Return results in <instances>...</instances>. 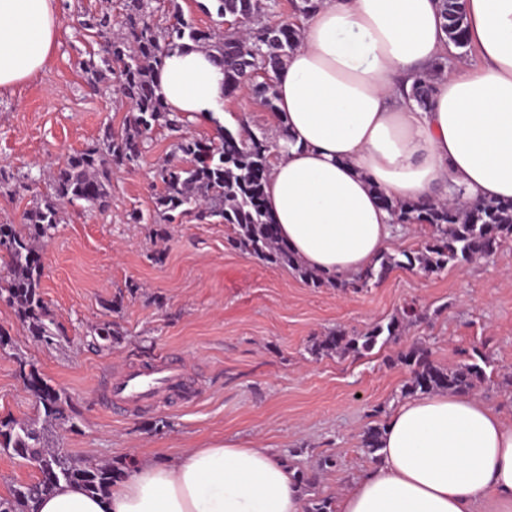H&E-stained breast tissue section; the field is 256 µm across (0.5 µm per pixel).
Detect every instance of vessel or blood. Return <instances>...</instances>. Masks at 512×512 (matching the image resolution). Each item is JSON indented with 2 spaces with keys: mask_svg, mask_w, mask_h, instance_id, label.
<instances>
[{
  "mask_svg": "<svg viewBox=\"0 0 512 512\" xmlns=\"http://www.w3.org/2000/svg\"><path fill=\"white\" fill-rule=\"evenodd\" d=\"M183 380V369L179 364L160 359L110 382L106 387V399L110 405L121 408L139 406L154 401L161 391L178 389Z\"/></svg>",
  "mask_w": 512,
  "mask_h": 512,
  "instance_id": "vessel-or-blood-1",
  "label": "vessel or blood"
}]
</instances>
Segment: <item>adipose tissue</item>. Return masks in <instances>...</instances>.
I'll return each instance as SVG.
<instances>
[{"instance_id": "adipose-tissue-1", "label": "adipose tissue", "mask_w": 512, "mask_h": 512, "mask_svg": "<svg viewBox=\"0 0 512 512\" xmlns=\"http://www.w3.org/2000/svg\"><path fill=\"white\" fill-rule=\"evenodd\" d=\"M479 62L450 66L428 110L407 94L448 53L438 0H322L276 78L286 127L265 183L278 237L305 266L348 281L390 248L382 196L512 199V0H463ZM55 0H0V88L46 63ZM170 111L209 120L227 96L205 50L171 52L156 78ZM512 512V422L471 395L419 394L387 417L373 465L336 512ZM38 512H304L275 449L224 442L173 464L137 460L105 496L62 482Z\"/></svg>"}]
</instances>
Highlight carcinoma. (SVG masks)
I'll return each mask as SVG.
<instances>
[{"instance_id":"cac0c4a2","label":"carcinoma","mask_w":512,"mask_h":512,"mask_svg":"<svg viewBox=\"0 0 512 512\" xmlns=\"http://www.w3.org/2000/svg\"><path fill=\"white\" fill-rule=\"evenodd\" d=\"M155 0H124V13L112 18L108 10L90 13L82 27L91 31L99 49L79 61L84 80L95 93L108 91L112 77L118 78V91L130 103L123 129L115 133L108 128L102 137L84 148L70 153L63 164L49 172V192L23 212L21 227L0 224V262L5 275L0 276V300L16 307L28 323L31 336L47 341L54 336L49 317L38 293L40 278V242L51 235L62 222L60 203L82 201L88 207L104 212L109 208L112 167L135 164L145 151L148 140L158 126L176 135L173 155L179 162L165 161L156 172L163 185L155 197V214L168 221L172 213H196L218 218L237 226L228 245L255 260L271 266H285L296 272L308 285L321 288H365L379 281L396 267H420L436 273L449 265L472 261L483 250L489 238L504 243L512 241V201L483 200L464 208L434 203L419 205L386 199V207L398 224H428L432 233L417 252H401L403 259L384 253L379 266H371L350 282L331 283L319 273L303 266L288 248L270 231V217L264 208V185L254 180L255 170L270 169L273 145L265 137L253 133L224 130L219 143H204L181 135L180 118L169 110L157 94L156 74L163 58L173 49L190 42L213 54L224 66L228 90H237V80L244 73L257 71L278 73L289 54L299 45L298 29L288 20L273 24L265 19L273 4L267 0H211L220 18L239 17L249 25L246 38L235 32L195 27L183 14L178 0H167L168 21L164 26L154 21ZM322 0H292V18L306 17ZM448 40L453 45L471 50L466 36L465 16L461 0H439ZM252 93L271 110L276 111L274 84L252 85ZM433 94L427 80L412 87L408 98L426 108ZM420 318L413 306L400 312V317L377 324L362 334L345 335L331 332L314 339L309 352L319 358L335 354L364 355L377 345L398 335L400 321L411 324ZM102 341L118 343L123 333L114 322L107 321L94 329ZM481 363H463L453 368L437 366L428 350L414 348L401 353L396 361L408 366L410 380L402 395L411 396L431 391L464 393L472 391L490 377L485 371L488 356L476 353ZM19 361V375L45 417L60 425L67 422L62 396L39 373L26 369ZM383 428L370 427L362 436V446L374 454L379 449ZM41 431L29 423L14 419L0 420V450H11L18 457L39 467L36 481L12 490L8 498L0 497V512H37L39 499L52 492L62 481L76 482L89 492L105 494L112 484L122 479L132 467L130 461H114L89 465L73 458L60 448L42 445ZM305 512H336L331 497L307 500Z\"/></svg>"}]
</instances>
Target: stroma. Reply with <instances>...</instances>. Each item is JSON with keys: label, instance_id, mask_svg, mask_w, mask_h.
<instances>
[{"label": "stroma", "instance_id": "1", "mask_svg": "<svg viewBox=\"0 0 512 512\" xmlns=\"http://www.w3.org/2000/svg\"><path fill=\"white\" fill-rule=\"evenodd\" d=\"M60 33L51 58L30 80L0 90V224L19 223L46 176L65 156L121 129L128 106L119 95L91 93L77 62L96 43L79 25L123 0H56ZM275 139L270 111L252 93L236 92L223 116L186 123L205 139L217 127ZM158 128L140 161L112 172L110 207L63 204L64 221L40 250V294L55 336L39 342L12 305L0 301V420L41 418L18 375L34 365L60 392L71 426H47L45 445L88 464L153 456L173 463L190 448L233 441L276 449L297 470L317 473L314 494L336 496L373 462L364 431L384 424L401 401L408 367L390 358L415 347L452 367L479 350L492 362L477 394L512 419V243L492 256L429 274L393 269L365 288H312L286 267L266 266L227 247L235 227L191 217L153 222L158 165L171 150ZM142 217L133 223L132 214ZM123 294L120 314L105 306ZM423 310L394 342L361 356L314 358L311 342L332 330L361 332L407 305ZM116 320L124 338L99 344L94 328ZM167 356L178 359L195 394L161 393L145 408L105 406L101 384ZM335 469L318 472L324 456Z\"/></svg>", "mask_w": 512, "mask_h": 512}]
</instances>
